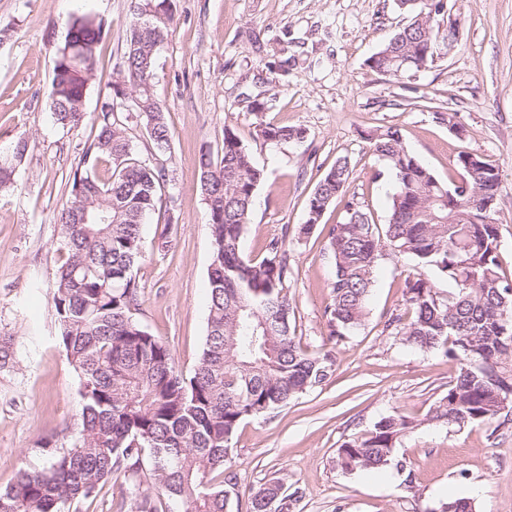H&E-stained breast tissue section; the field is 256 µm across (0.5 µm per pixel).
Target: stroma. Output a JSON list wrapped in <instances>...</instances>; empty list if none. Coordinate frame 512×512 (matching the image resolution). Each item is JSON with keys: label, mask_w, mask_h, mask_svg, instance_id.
<instances>
[{"label": "stroma", "mask_w": 512, "mask_h": 512, "mask_svg": "<svg viewBox=\"0 0 512 512\" xmlns=\"http://www.w3.org/2000/svg\"><path fill=\"white\" fill-rule=\"evenodd\" d=\"M174 20L157 49L154 95L171 149L157 151L142 121L130 117L136 157L162 168V205L144 220V259L135 319L191 375L206 334L207 270L213 244L199 188L201 151H220L233 131L264 170L243 251L263 258L282 242L291 267L288 297L304 349L330 352L331 376L266 416L239 425L224 488L231 512H246L259 488L279 483L290 512H436L451 498L476 512H512V421L457 429L430 420L457 366L442 353L403 344L385 328L405 314L402 285L411 259L388 252L375 273L364 324L330 340L325 310L334 262L327 232L356 200L386 223L396 189L374 154L376 129L398 128L405 148L445 185L460 180L461 152L496 165L499 261L512 277V0H448L439 23L460 21L454 50L405 78L371 71L368 58L405 26L396 0H175ZM102 18L95 80L85 100L96 112L121 62L133 22L131 0H0V135L29 150L0 187V337L13 361L0 369V490L21 470L42 466L49 450L71 447L81 428L78 383L58 345L52 292L62 256L57 214L64 178L93 140L91 124L59 129L49 110L54 58L74 16ZM303 128V141L270 143L261 124ZM347 158L343 198L310 233H301L317 182ZM414 424L392 465L346 472L337 450L382 416ZM162 512H181L158 485L115 473L79 512H121L132 492Z\"/></svg>", "instance_id": "stroma-1"}]
</instances>
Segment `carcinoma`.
Wrapping results in <instances>:
<instances>
[{
	"label": "carcinoma",
	"instance_id": "1",
	"mask_svg": "<svg viewBox=\"0 0 512 512\" xmlns=\"http://www.w3.org/2000/svg\"><path fill=\"white\" fill-rule=\"evenodd\" d=\"M398 2L421 20L409 22L367 61L371 70L395 78L433 63L437 45L448 40L436 19L441 0ZM172 22L173 0H141L123 67L90 116L85 99L104 22L73 18L57 50L50 91L54 123L70 131L89 120L96 128L66 182L59 241L64 262L52 295L59 346L77 376L82 423L71 448L51 451L45 465L21 471L0 492V512H73L113 474L139 472L145 454L148 478L184 512H230L220 477L240 422L287 405L331 375L329 355L310 354L295 340L282 244L270 242L259 262L243 253L264 172L230 130L224 131L223 154L204 151L198 161L213 255L206 336L191 378L178 373L166 344L133 317L139 301L133 268L144 256L142 221L157 207L164 174L134 155L125 101L133 91L146 106L157 104L156 51ZM154 119L148 136L167 151L163 112ZM259 134L271 143L306 137L302 128L273 124L260 125ZM372 147L393 171L397 191L387 223H375L362 203L349 201L343 219L328 230L335 265L325 310L330 339L339 344L362 325L383 252L409 256L415 274L405 278L403 297L411 317L405 323L390 319L386 328L412 348L440 351L457 362L448 403L437 406L431 419L460 428L491 426L512 410V279L498 261L499 169L479 155L468 161L459 154L469 192L453 199L404 148L398 129L380 130ZM350 176L349 161L337 159L309 197L300 233H310L343 196ZM440 278L448 281L445 293L436 285ZM409 429L405 417L384 416L344 443L337 463L345 471L380 469ZM280 489L271 484L250 495L248 512H267L273 500L286 512Z\"/></svg>",
	"mask_w": 512,
	"mask_h": 512
}]
</instances>
